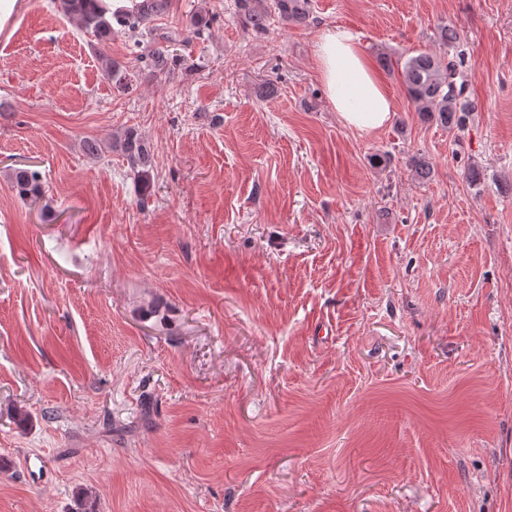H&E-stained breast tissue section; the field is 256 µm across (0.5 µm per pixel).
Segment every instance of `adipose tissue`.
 Returning <instances> with one entry per match:
<instances>
[{
    "mask_svg": "<svg viewBox=\"0 0 512 512\" xmlns=\"http://www.w3.org/2000/svg\"><path fill=\"white\" fill-rule=\"evenodd\" d=\"M315 59L327 98L345 126L366 134L390 121L392 97L350 30L323 28L315 44Z\"/></svg>",
    "mask_w": 512,
    "mask_h": 512,
    "instance_id": "obj_1",
    "label": "adipose tissue"
}]
</instances>
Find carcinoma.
I'll use <instances>...</instances> for the list:
<instances>
[{"label": "carcinoma", "instance_id": "carcinoma-1", "mask_svg": "<svg viewBox=\"0 0 512 512\" xmlns=\"http://www.w3.org/2000/svg\"><path fill=\"white\" fill-rule=\"evenodd\" d=\"M97 0H58L61 12L74 20L82 29L91 32L99 42L112 40L118 32L139 35L141 27L153 17L168 13L173 0H138L130 9L115 12L107 19L105 11L96 7ZM238 12L253 31L267 30L272 14L286 21L300 23L309 16L310 0H236ZM181 42V32L169 31L144 42L137 41L141 48L139 58L151 71L163 74L180 65V55L175 45ZM98 59L104 76L119 91L130 89L131 81L127 69L103 53ZM406 93L414 110L452 129L461 126L460 112L465 110L461 102L463 86L457 84L460 72L448 61L443 66L437 57L421 51L397 62ZM112 152L118 153L130 171L140 178L143 187H148V174L152 169L153 154L150 143L133 128L127 129L109 144ZM15 187L23 198L39 197L42 193L40 173L36 170L20 169L15 172Z\"/></svg>", "mask_w": 512, "mask_h": 512}]
</instances>
